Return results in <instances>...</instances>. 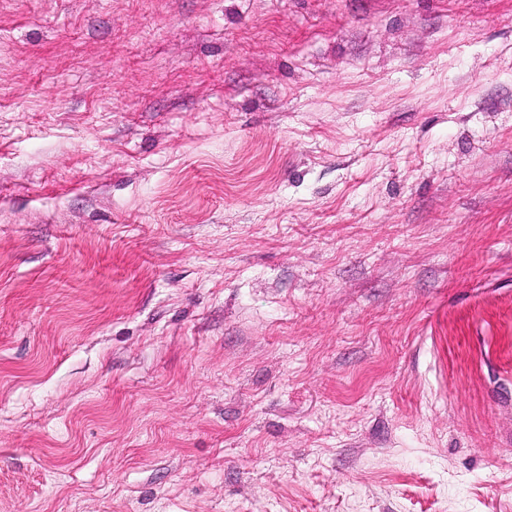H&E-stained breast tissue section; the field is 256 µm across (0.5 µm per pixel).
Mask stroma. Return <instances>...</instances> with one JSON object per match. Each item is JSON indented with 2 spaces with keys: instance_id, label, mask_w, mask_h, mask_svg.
<instances>
[{
  "instance_id": "35a3bbf8",
  "label": "stroma",
  "mask_w": 512,
  "mask_h": 512,
  "mask_svg": "<svg viewBox=\"0 0 512 512\" xmlns=\"http://www.w3.org/2000/svg\"><path fill=\"white\" fill-rule=\"evenodd\" d=\"M0 512H512V0H0Z\"/></svg>"
}]
</instances>
